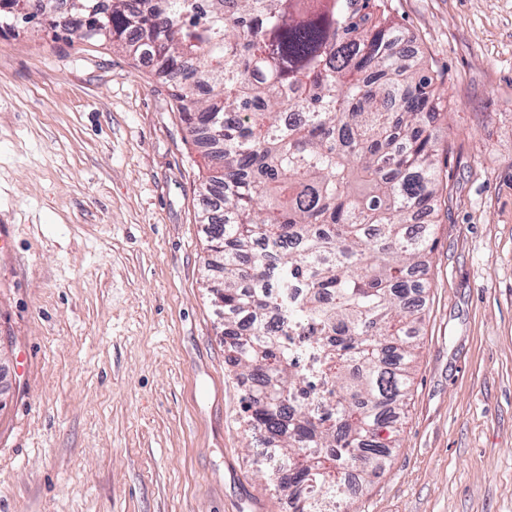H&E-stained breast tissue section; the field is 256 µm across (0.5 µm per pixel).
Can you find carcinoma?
Instances as JSON below:
<instances>
[{
    "label": "carcinoma",
    "mask_w": 512,
    "mask_h": 512,
    "mask_svg": "<svg viewBox=\"0 0 512 512\" xmlns=\"http://www.w3.org/2000/svg\"><path fill=\"white\" fill-rule=\"evenodd\" d=\"M21 2L0 0L1 29ZM75 2L95 37L182 75L181 120L220 145L207 267L246 426L283 463L261 473L295 512H341L351 465H386L409 393L447 96L380 0ZM66 18L45 26L70 41Z\"/></svg>",
    "instance_id": "cac0c4a2"
}]
</instances>
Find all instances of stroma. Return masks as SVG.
Returning a JSON list of instances; mask_svg holds the SVG:
<instances>
[{
  "label": "stroma",
  "mask_w": 512,
  "mask_h": 512,
  "mask_svg": "<svg viewBox=\"0 0 512 512\" xmlns=\"http://www.w3.org/2000/svg\"><path fill=\"white\" fill-rule=\"evenodd\" d=\"M448 89L450 192L384 470L350 512H512V0H387ZM165 73L0 31V512H280Z\"/></svg>",
  "instance_id": "35a3bbf8"
}]
</instances>
